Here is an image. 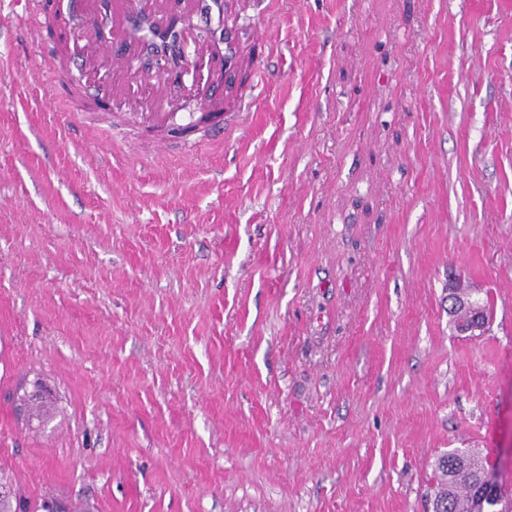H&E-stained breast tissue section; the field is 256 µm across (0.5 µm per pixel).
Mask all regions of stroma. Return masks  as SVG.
Instances as JSON below:
<instances>
[{
  "label": "stroma",
  "instance_id": "1",
  "mask_svg": "<svg viewBox=\"0 0 512 512\" xmlns=\"http://www.w3.org/2000/svg\"><path fill=\"white\" fill-rule=\"evenodd\" d=\"M111 27L0 0V473L99 512H425L476 448L512 492V0L258 5L251 107L188 151L107 133Z\"/></svg>",
  "mask_w": 512,
  "mask_h": 512
}]
</instances>
